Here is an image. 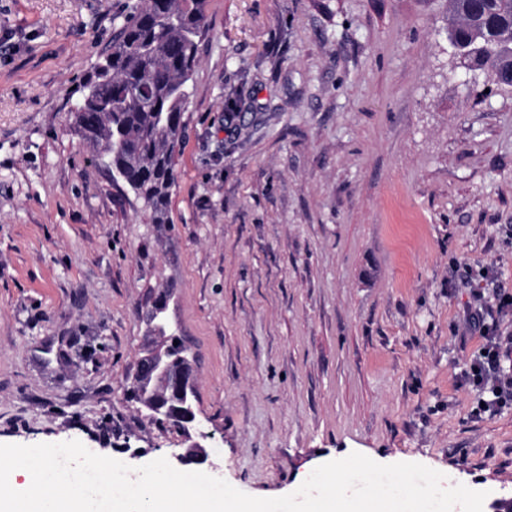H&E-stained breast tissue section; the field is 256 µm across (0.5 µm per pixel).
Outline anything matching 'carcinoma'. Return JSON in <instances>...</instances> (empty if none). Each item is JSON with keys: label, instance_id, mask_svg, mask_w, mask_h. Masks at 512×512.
Listing matches in <instances>:
<instances>
[{"label": "carcinoma", "instance_id": "cac0c4a2", "mask_svg": "<svg viewBox=\"0 0 512 512\" xmlns=\"http://www.w3.org/2000/svg\"><path fill=\"white\" fill-rule=\"evenodd\" d=\"M207 0H135L79 87L73 128L153 224L169 223L189 82L207 27ZM448 34L468 67L512 88V0H449Z\"/></svg>", "mask_w": 512, "mask_h": 512}]
</instances>
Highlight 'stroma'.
<instances>
[{
  "label": "stroma",
  "instance_id": "stroma-1",
  "mask_svg": "<svg viewBox=\"0 0 512 512\" xmlns=\"http://www.w3.org/2000/svg\"><path fill=\"white\" fill-rule=\"evenodd\" d=\"M132 2L0 0V444L177 452L125 394L165 290L201 472L274 498L358 452L512 499L460 329L483 269L512 289V90L450 53L448 0H208L166 224L70 118Z\"/></svg>",
  "mask_w": 512,
  "mask_h": 512
}]
</instances>
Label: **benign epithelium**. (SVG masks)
Listing matches in <instances>:
<instances>
[{
	"instance_id": "7a95c632",
	"label": "benign epithelium",
	"mask_w": 512,
	"mask_h": 512,
	"mask_svg": "<svg viewBox=\"0 0 512 512\" xmlns=\"http://www.w3.org/2000/svg\"><path fill=\"white\" fill-rule=\"evenodd\" d=\"M145 308L147 336L143 337L142 348L134 363L132 388L162 382L163 393L150 403L148 409L172 420L187 442L175 458L182 464H203L208 460L205 448L213 433L198 418L194 405L188 402V394L195 390L196 364L187 356L176 361L169 355L168 338L177 333V329L165 316V295L152 296Z\"/></svg>"
}]
</instances>
